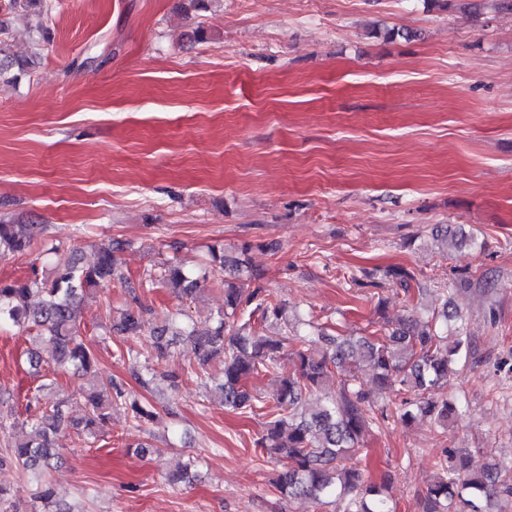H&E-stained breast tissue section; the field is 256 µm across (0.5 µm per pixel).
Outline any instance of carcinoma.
<instances>
[{
	"label": "carcinoma",
	"mask_w": 512,
	"mask_h": 512,
	"mask_svg": "<svg viewBox=\"0 0 512 512\" xmlns=\"http://www.w3.org/2000/svg\"><path fill=\"white\" fill-rule=\"evenodd\" d=\"M38 233L36 224L0 220V251L25 253ZM123 246L119 241L100 243L89 267L74 259L54 265L41 277L35 273L22 280H0V330L34 332L30 340L36 347L28 353L29 365L37 370L46 363L55 372L71 370L88 381L83 416L77 421L67 416L66 399L43 401L45 393L55 388V380L50 379L30 397L27 407L32 414L9 424L0 422L4 442L0 468L14 467L33 475L30 512H71L57 502L46 475L61 455L55 447L60 431L71 429L80 440H95L112 409L120 405L136 422L154 419L153 411L129 396L123 381L98 378L96 358L80 335L85 294L115 281L126 290V305L105 326L101 340L148 335L158 362L169 361L181 339L191 345L202 366L222 356L224 380L216 389L226 410L252 413L264 408L265 401L251 392L248 380L262 372H278L284 368L283 360L292 358L294 370L280 376L269 396L271 420L257 442L280 468L281 492L307 498L318 508L334 504L336 512H395L381 489L365 483L362 473L344 461L361 452V439L369 427L391 416L405 424L427 417L445 429L459 413L455 400L438 398L436 393L456 367L474 355L475 347L466 319L448 312L447 294L439 293L433 307L390 329L380 299L375 308L380 331L344 336L331 325L304 319L264 287L250 263L252 244L231 253L222 245H212L208 262L199 269L165 264L158 282L191 300L202 282L219 279L224 283V309L205 332L188 322L172 331L153 325L152 309L139 294L143 282L132 281L117 266L114 253ZM383 278L406 292L418 283L415 273L404 266L386 268ZM123 359L129 377L144 390L159 376L173 384L181 377L179 371L141 362L131 348ZM363 364L372 368L376 386L391 393L387 403L377 405L371 393L356 383L354 373ZM435 466L437 473L418 499L417 512H486L485 504L493 499L498 503L496 512H512V461L489 462L476 471L467 455L447 450Z\"/></svg>",
	"instance_id": "obj_1"
}]
</instances>
